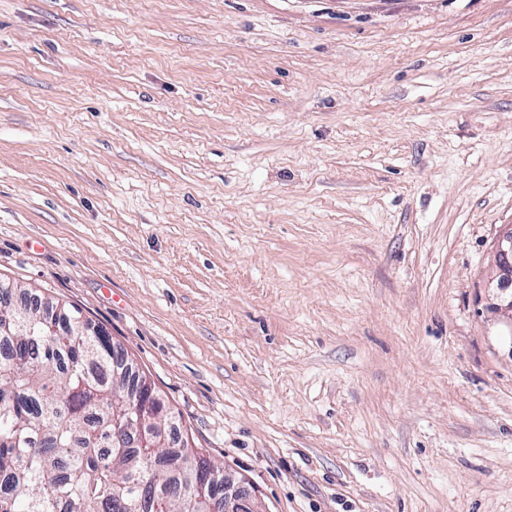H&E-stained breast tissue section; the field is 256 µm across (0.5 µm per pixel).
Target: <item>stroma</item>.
Segmentation results:
<instances>
[{
  "label": "stroma",
  "mask_w": 512,
  "mask_h": 512,
  "mask_svg": "<svg viewBox=\"0 0 512 512\" xmlns=\"http://www.w3.org/2000/svg\"><path fill=\"white\" fill-rule=\"evenodd\" d=\"M512 0H0V278L267 512H512ZM496 275L485 288L492 301L490 309L512 320V225L500 236L496 246Z\"/></svg>",
  "instance_id": "35a3bbf8"
}]
</instances>
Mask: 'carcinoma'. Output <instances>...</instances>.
Here are the masks:
<instances>
[{
    "label": "carcinoma",
    "mask_w": 512,
    "mask_h": 512,
    "mask_svg": "<svg viewBox=\"0 0 512 512\" xmlns=\"http://www.w3.org/2000/svg\"><path fill=\"white\" fill-rule=\"evenodd\" d=\"M20 308L0 288V322ZM20 336H0V512H208L198 463L224 468L197 448H168L174 415L151 448L112 447V417L129 411L138 378L121 373L108 340L75 324L50 334L30 313Z\"/></svg>",
    "instance_id": "obj_1"
}]
</instances>
